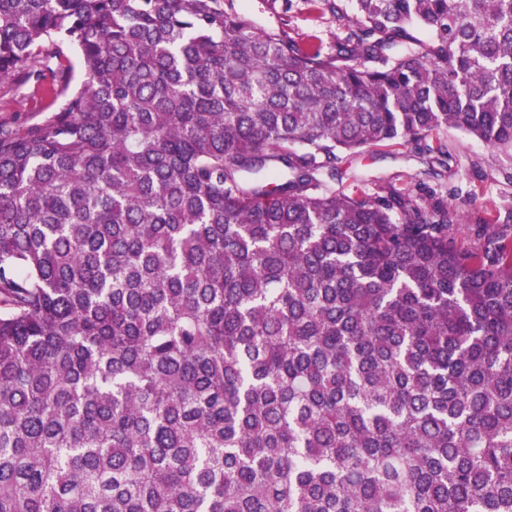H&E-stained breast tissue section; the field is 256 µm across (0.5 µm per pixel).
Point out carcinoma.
I'll return each instance as SVG.
<instances>
[{"label":"carcinoma","instance_id":"1","mask_svg":"<svg viewBox=\"0 0 512 512\" xmlns=\"http://www.w3.org/2000/svg\"><path fill=\"white\" fill-rule=\"evenodd\" d=\"M304 4L0 0V512H512V211L331 185L512 151V0ZM283 3V0H277V12L272 13L265 7L264 0H242L239 2L242 13L257 25L271 26L279 22L280 19H284L288 20V31L292 36L298 37V34L314 30L325 42L331 41L336 33V24L330 22L327 12L324 19L320 20L321 22H313L307 17L302 0H290L288 13L285 15L282 10ZM33 88L13 87L0 99V123L34 124L41 121L46 113L38 112V105L32 100Z\"/></svg>","mask_w":512,"mask_h":512}]
</instances>
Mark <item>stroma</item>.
I'll use <instances>...</instances> for the list:
<instances>
[{"instance_id": "35a3bbf8", "label": "stroma", "mask_w": 512, "mask_h": 512, "mask_svg": "<svg viewBox=\"0 0 512 512\" xmlns=\"http://www.w3.org/2000/svg\"><path fill=\"white\" fill-rule=\"evenodd\" d=\"M242 13L262 26H271L287 19L291 35L316 31L324 41H331L336 26L329 19L311 21L302 0H289L287 12H271L264 0H241ZM29 86L13 88L0 97V123L34 124L41 121ZM447 167L428 169L421 159L411 154H384L368 152L344 157L341 168L354 172L363 179H393L399 185L425 184L441 188L448 203L462 215L463 239L477 237L481 229L474 219L475 213L495 216L498 209L512 207V154L492 149L484 143L458 130H448Z\"/></svg>"}]
</instances>
